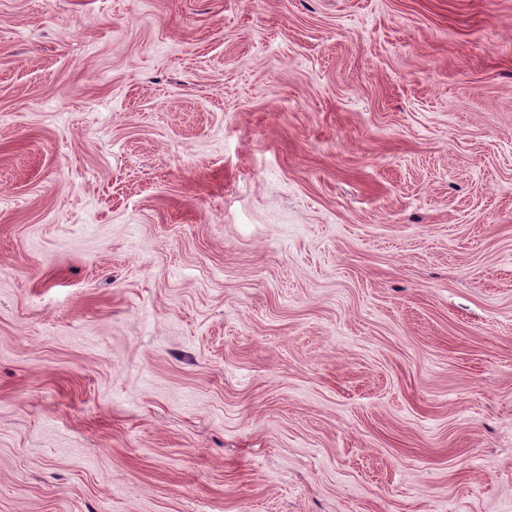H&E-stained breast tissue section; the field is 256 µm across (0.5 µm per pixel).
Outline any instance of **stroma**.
Masks as SVG:
<instances>
[{"instance_id":"35a3bbf8","label":"stroma","mask_w":512,"mask_h":512,"mask_svg":"<svg viewBox=\"0 0 512 512\" xmlns=\"http://www.w3.org/2000/svg\"><path fill=\"white\" fill-rule=\"evenodd\" d=\"M0 512H512V0H0Z\"/></svg>"}]
</instances>
